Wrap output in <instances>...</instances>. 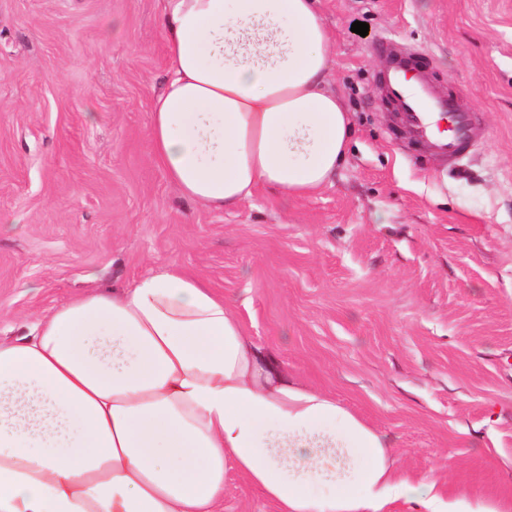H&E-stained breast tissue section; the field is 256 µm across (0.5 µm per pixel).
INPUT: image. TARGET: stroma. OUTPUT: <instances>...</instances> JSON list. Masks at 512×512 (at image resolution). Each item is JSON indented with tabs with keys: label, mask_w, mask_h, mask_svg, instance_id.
Returning <instances> with one entry per match:
<instances>
[{
	"label": "stroma",
	"mask_w": 512,
	"mask_h": 512,
	"mask_svg": "<svg viewBox=\"0 0 512 512\" xmlns=\"http://www.w3.org/2000/svg\"><path fill=\"white\" fill-rule=\"evenodd\" d=\"M355 134L331 183L224 211L149 141L169 74L159 0H0V338L86 288L169 267L386 433L399 467L512 502V0H320ZM367 23V35L351 30ZM429 53L477 111L450 165L385 107L373 48ZM224 512H277L237 473Z\"/></svg>",
	"instance_id": "1"
}]
</instances>
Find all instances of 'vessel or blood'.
Segmentation results:
<instances>
[{
  "label": "vessel or blood",
  "instance_id": "vessel-or-blood-1",
  "mask_svg": "<svg viewBox=\"0 0 512 512\" xmlns=\"http://www.w3.org/2000/svg\"><path fill=\"white\" fill-rule=\"evenodd\" d=\"M379 81L411 139L438 158L458 159L471 144V114L454 97L440 93L419 62L418 51L383 40Z\"/></svg>",
  "mask_w": 512,
  "mask_h": 512
}]
</instances>
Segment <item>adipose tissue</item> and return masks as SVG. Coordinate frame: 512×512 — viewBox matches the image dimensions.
Here are the masks:
<instances>
[{
	"label": "adipose tissue",
	"mask_w": 512,
	"mask_h": 512,
	"mask_svg": "<svg viewBox=\"0 0 512 512\" xmlns=\"http://www.w3.org/2000/svg\"><path fill=\"white\" fill-rule=\"evenodd\" d=\"M161 22L149 138L183 197L221 210L328 183L352 126L317 0H162ZM232 469L278 512H512L400 474L385 433L183 270L79 292L0 341V512H223Z\"/></svg>",
	"instance_id": "adipose-tissue-1"
}]
</instances>
